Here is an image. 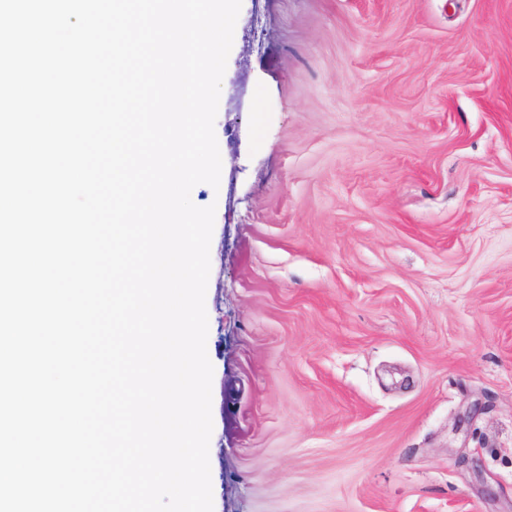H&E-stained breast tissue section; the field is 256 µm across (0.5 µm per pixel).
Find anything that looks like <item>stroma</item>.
<instances>
[{
	"label": "stroma",
	"mask_w": 512,
	"mask_h": 512,
	"mask_svg": "<svg viewBox=\"0 0 512 512\" xmlns=\"http://www.w3.org/2000/svg\"><path fill=\"white\" fill-rule=\"evenodd\" d=\"M214 512H512V0H242Z\"/></svg>",
	"instance_id": "stroma-1"
}]
</instances>
